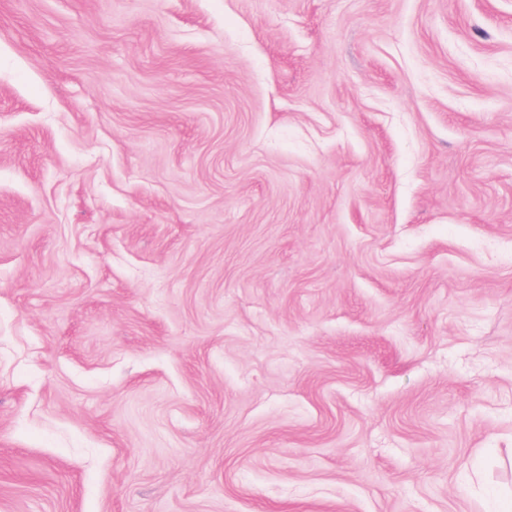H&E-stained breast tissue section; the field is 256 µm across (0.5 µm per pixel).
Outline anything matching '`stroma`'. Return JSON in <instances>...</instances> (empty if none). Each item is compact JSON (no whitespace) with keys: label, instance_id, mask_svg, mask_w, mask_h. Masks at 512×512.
Returning a JSON list of instances; mask_svg holds the SVG:
<instances>
[{"label":"stroma","instance_id":"stroma-1","mask_svg":"<svg viewBox=\"0 0 512 512\" xmlns=\"http://www.w3.org/2000/svg\"><path fill=\"white\" fill-rule=\"evenodd\" d=\"M512 499V0H0V512Z\"/></svg>","mask_w":512,"mask_h":512}]
</instances>
